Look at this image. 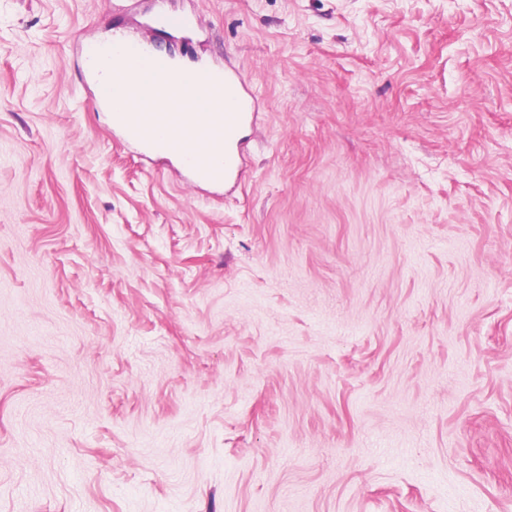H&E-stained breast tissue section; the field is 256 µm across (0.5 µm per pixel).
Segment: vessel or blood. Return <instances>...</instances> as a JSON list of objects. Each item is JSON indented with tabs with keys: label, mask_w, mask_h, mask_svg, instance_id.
Instances as JSON below:
<instances>
[{
	"label": "vessel or blood",
	"mask_w": 512,
	"mask_h": 512,
	"mask_svg": "<svg viewBox=\"0 0 512 512\" xmlns=\"http://www.w3.org/2000/svg\"><path fill=\"white\" fill-rule=\"evenodd\" d=\"M86 61L100 66L119 56L120 64L99 82V95L113 109L112 122L124 138L143 149L173 155L197 181L224 185L235 181L241 164V131L259 112L262 96L238 71L186 70L172 76L169 58L151 53L145 41L122 38L106 45L91 40ZM140 87V112L128 122L123 111L133 87ZM182 93L193 98L194 113L160 112L162 97Z\"/></svg>",
	"instance_id": "obj_1"
}]
</instances>
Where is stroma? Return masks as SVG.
I'll list each match as a JSON object with an SVG mask.
<instances>
[{"label":"stroma","mask_w":512,"mask_h":512,"mask_svg":"<svg viewBox=\"0 0 512 512\" xmlns=\"http://www.w3.org/2000/svg\"><path fill=\"white\" fill-rule=\"evenodd\" d=\"M116 35L262 91L235 187ZM0 512H512V0H0ZM111 42L112 47L91 40L83 50L85 61L93 66L105 64L113 55L120 58V65L100 80L99 95L115 111L108 107L113 125L124 138L146 151L155 148L179 158L199 182L225 186L235 181L241 164V131L260 111L259 91L236 70L200 69L205 66L183 59L175 60L174 66L186 71L172 82V61L151 53L144 40L116 37ZM134 85L142 89L141 112L134 97L126 112L139 114L129 123L126 112L117 111L126 105ZM175 92L193 98L200 112L189 97L181 98L175 106L166 100L157 112L158 100ZM200 141L208 144L207 149H194Z\"/></svg>","instance_id":"obj_1"}]
</instances>
